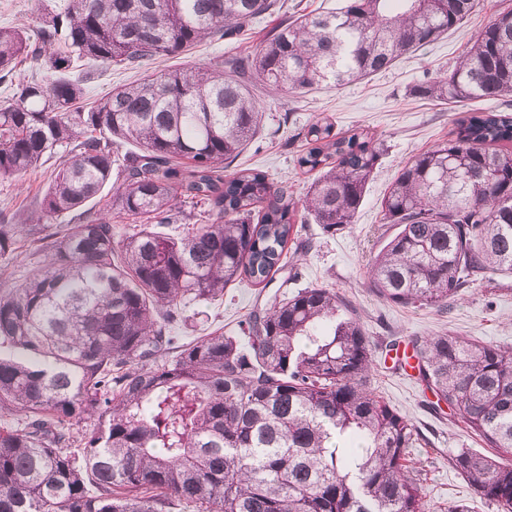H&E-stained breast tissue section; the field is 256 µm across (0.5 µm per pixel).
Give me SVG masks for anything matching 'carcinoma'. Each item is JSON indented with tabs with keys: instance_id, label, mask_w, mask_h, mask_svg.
I'll use <instances>...</instances> for the list:
<instances>
[{
	"instance_id": "1",
	"label": "carcinoma",
	"mask_w": 512,
	"mask_h": 512,
	"mask_svg": "<svg viewBox=\"0 0 512 512\" xmlns=\"http://www.w3.org/2000/svg\"><path fill=\"white\" fill-rule=\"evenodd\" d=\"M273 5L68 0L34 36L0 27V81L24 61L49 72L0 103V179L69 148L32 223L0 212V256L36 258L0 288V512H431L409 457L423 437L368 385L370 338L334 289L276 295L233 335L186 342L175 328L187 300L222 298L237 280L266 288L288 246L312 248L308 218L331 234L353 223L380 157L369 131L339 137L322 117L297 159L314 174L302 206L262 171L224 173L262 122L252 80L302 94L386 71L460 26L474 0H347L288 18L220 69L176 67L88 105L91 73L73 76L80 61L147 70ZM414 93L467 109L383 198L397 232L367 282L387 303L444 308L484 274H512V112L497 105L512 97V10ZM117 141L134 149L118 155ZM184 199L206 209L170 235ZM74 211L80 223L54 224ZM413 357L438 402L512 453L511 349L427 335ZM92 416L98 429L75 437ZM448 464L512 512V463L462 448Z\"/></svg>"
}]
</instances>
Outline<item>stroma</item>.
I'll return each mask as SVG.
<instances>
[{"label":"stroma","mask_w":512,"mask_h":512,"mask_svg":"<svg viewBox=\"0 0 512 512\" xmlns=\"http://www.w3.org/2000/svg\"><path fill=\"white\" fill-rule=\"evenodd\" d=\"M63 0H0V27L36 29L48 9ZM344 0H277L270 14L244 35L220 42L205 41L188 54L162 61L165 69L186 64L216 67L235 54L253 51L265 35L294 13L338 9ZM512 9V0H477L465 23L437 40L402 57L391 69L343 86L327 85L302 94H273L261 84L252 93L265 114L254 140L230 164V171L259 168L275 182L291 186L297 199H304L312 180L296 160L306 148L304 130L318 117H329L339 134L356 127L367 129L382 149L380 161L366 186L365 199L354 224L328 234L321 225L309 223L305 232L316 246L306 254L287 257L267 287V294L292 295L313 286L335 289L349 302L376 347L370 384L378 396L415 424L425 437L412 455L424 461L423 489L434 512H443L452 502L465 503L470 512H496L480 498L461 475L448 465L455 449L486 451L484 441L469 432L452 411H434L432 394L417 379L416 372L385 364L386 348L394 343L431 333H448L477 341H492L512 347V276L489 274L465 288L449 312L429 308H403L386 303L367 286L370 257L394 232L382 220L381 200L398 170L414 156L447 140L453 129L452 106L414 94L424 76L451 69L479 29L495 14ZM65 156L64 150L46 158L23 180L0 179V211L29 223L45 193L52 172ZM300 277H292V267ZM257 288L236 281L224 290L223 299L210 303L190 302L179 335L196 338L223 329L236 331L239 321L253 309Z\"/></svg>","instance_id":"obj_1"}]
</instances>
